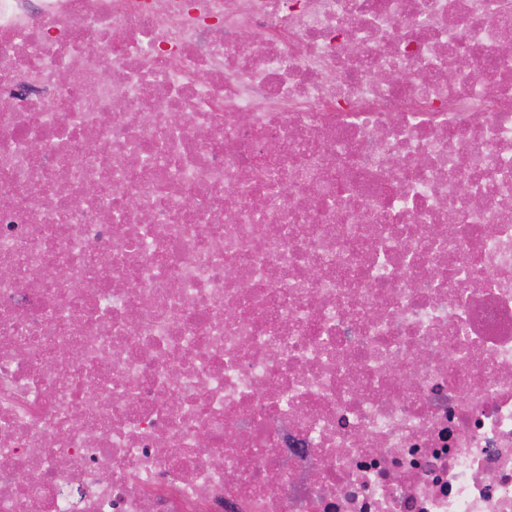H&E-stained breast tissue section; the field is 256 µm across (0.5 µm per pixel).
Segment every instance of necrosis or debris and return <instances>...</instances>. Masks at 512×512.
I'll use <instances>...</instances> for the list:
<instances>
[{
    "instance_id": "necrosis-or-debris-1",
    "label": "necrosis or debris",
    "mask_w": 512,
    "mask_h": 512,
    "mask_svg": "<svg viewBox=\"0 0 512 512\" xmlns=\"http://www.w3.org/2000/svg\"><path fill=\"white\" fill-rule=\"evenodd\" d=\"M508 35L0 0V512H512Z\"/></svg>"
}]
</instances>
